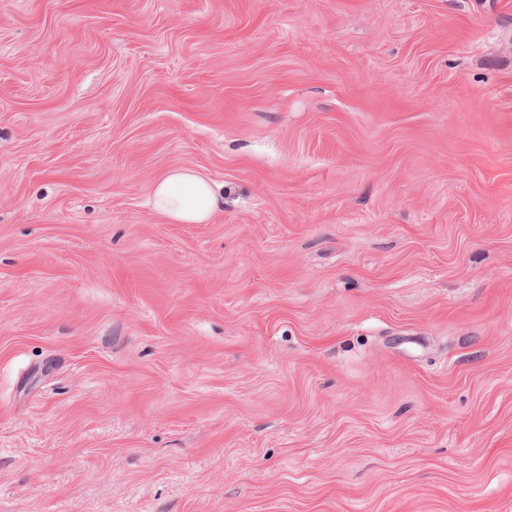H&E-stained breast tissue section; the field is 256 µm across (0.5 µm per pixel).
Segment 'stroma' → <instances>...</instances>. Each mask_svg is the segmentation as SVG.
<instances>
[{
  "label": "stroma",
  "mask_w": 512,
  "mask_h": 512,
  "mask_svg": "<svg viewBox=\"0 0 512 512\" xmlns=\"http://www.w3.org/2000/svg\"><path fill=\"white\" fill-rule=\"evenodd\" d=\"M0 512H512V0H0ZM151 206L172 224H204L223 210L224 195L196 170L177 167L155 182Z\"/></svg>",
  "instance_id": "1"
}]
</instances>
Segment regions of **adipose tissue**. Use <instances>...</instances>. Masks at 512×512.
Instances as JSON below:
<instances>
[{"label": "adipose tissue", "instance_id": "1", "mask_svg": "<svg viewBox=\"0 0 512 512\" xmlns=\"http://www.w3.org/2000/svg\"><path fill=\"white\" fill-rule=\"evenodd\" d=\"M151 206L173 224H203L224 208L220 189L189 167L170 169L154 184Z\"/></svg>", "mask_w": 512, "mask_h": 512}]
</instances>
